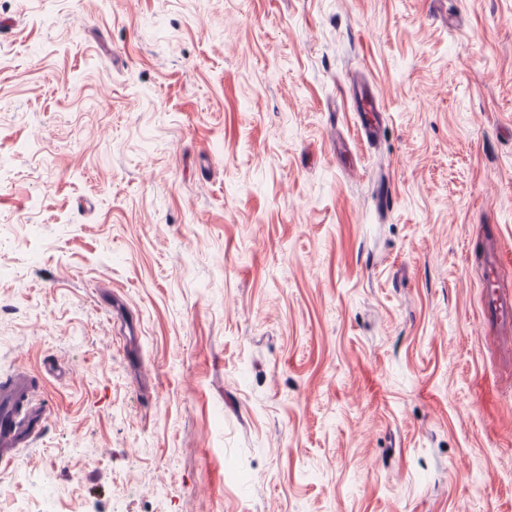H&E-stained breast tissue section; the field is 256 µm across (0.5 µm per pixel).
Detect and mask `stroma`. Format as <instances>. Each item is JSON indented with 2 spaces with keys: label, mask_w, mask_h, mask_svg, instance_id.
<instances>
[{
  "label": "stroma",
  "mask_w": 512,
  "mask_h": 512,
  "mask_svg": "<svg viewBox=\"0 0 512 512\" xmlns=\"http://www.w3.org/2000/svg\"><path fill=\"white\" fill-rule=\"evenodd\" d=\"M489 234L512 0H0V512H512ZM353 88L352 107L357 113L359 132L368 145H374L380 138L383 125L378 100L370 85L359 84ZM54 410L52 401L39 394L26 369L0 380V464L17 457L42 432Z\"/></svg>",
  "instance_id": "35a3bbf8"
}]
</instances>
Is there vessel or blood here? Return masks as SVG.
<instances>
[{"mask_svg": "<svg viewBox=\"0 0 512 512\" xmlns=\"http://www.w3.org/2000/svg\"><path fill=\"white\" fill-rule=\"evenodd\" d=\"M352 107L359 132L367 144L380 138L383 118L367 84L355 86ZM483 318L502 334L512 333V290L501 281V249L497 237H488L483 261ZM54 410L52 401L39 394L27 370H16L0 380V464L14 461L19 449L29 447L42 432Z\"/></svg>", "mask_w": 512, "mask_h": 512, "instance_id": "1", "label": "vessel or blood"}]
</instances>
